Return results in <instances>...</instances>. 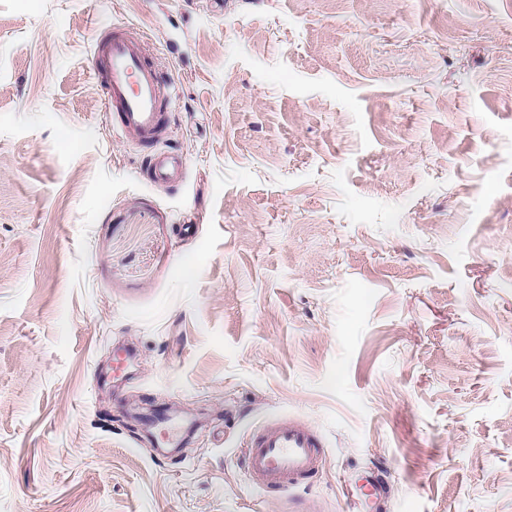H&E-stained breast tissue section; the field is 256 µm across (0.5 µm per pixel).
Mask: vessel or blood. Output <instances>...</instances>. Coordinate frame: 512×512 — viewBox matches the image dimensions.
Segmentation results:
<instances>
[{"label":"vessel or blood","mask_w":512,"mask_h":512,"mask_svg":"<svg viewBox=\"0 0 512 512\" xmlns=\"http://www.w3.org/2000/svg\"><path fill=\"white\" fill-rule=\"evenodd\" d=\"M93 43V73L114 113L117 130L138 142L159 143L173 89L148 62L146 44L118 24L109 34L94 36ZM185 169L183 158L158 152L149 163V176L155 182H176ZM323 448L321 437L307 422L275 420L250 437L243 454L258 488L287 490L318 469Z\"/></svg>","instance_id":"b4317fda"}]
</instances>
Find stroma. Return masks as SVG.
<instances>
[{
	"label": "stroma",
	"instance_id": "obj_1",
	"mask_svg": "<svg viewBox=\"0 0 512 512\" xmlns=\"http://www.w3.org/2000/svg\"><path fill=\"white\" fill-rule=\"evenodd\" d=\"M115 23L182 181L112 128ZM274 419L325 443L282 494L238 452ZM369 471L512 512V0H0V512H353ZM186 161L164 152L155 153L149 163V176L153 182H176L182 179Z\"/></svg>",
	"mask_w": 512,
	"mask_h": 512
}]
</instances>
